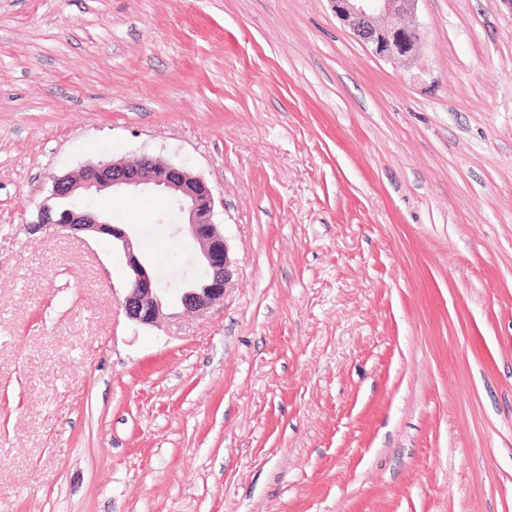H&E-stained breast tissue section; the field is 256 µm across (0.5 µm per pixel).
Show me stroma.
Masks as SVG:
<instances>
[{"mask_svg": "<svg viewBox=\"0 0 512 512\" xmlns=\"http://www.w3.org/2000/svg\"><path fill=\"white\" fill-rule=\"evenodd\" d=\"M0 0V512H512V8ZM147 153L211 188L223 302L129 320L108 237L29 223ZM88 206L187 259L154 195ZM336 16L380 57L411 63L421 41L417 25H382L383 16L414 15L418 0H328Z\"/></svg>", "mask_w": 512, "mask_h": 512, "instance_id": "stroma-1", "label": "stroma"}]
</instances>
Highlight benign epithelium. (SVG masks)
I'll return each instance as SVG.
<instances>
[{
  "instance_id": "benign-epithelium-1",
  "label": "benign epithelium",
  "mask_w": 512,
  "mask_h": 512,
  "mask_svg": "<svg viewBox=\"0 0 512 512\" xmlns=\"http://www.w3.org/2000/svg\"><path fill=\"white\" fill-rule=\"evenodd\" d=\"M329 2L336 16L378 56L404 63L415 59L421 41L419 27L382 25L379 19L390 15H412L418 0ZM104 190L158 191L170 195L182 216L178 232L190 237L199 247L196 262L201 276L184 283L178 294L180 304L187 311L203 313L224 301L232 277L228 246L214 221V195L202 178L181 166L162 164L148 155L123 161L100 160L84 166L74 176L53 178L48 199H67ZM54 211V206L46 202L39 205L37 220L30 224V230L36 232L55 224ZM59 228L111 238L112 243L122 250L129 270L127 293L122 302L126 316L140 325H159L165 293L160 288L150 258L135 251L136 225L115 224L108 214L78 206L66 211Z\"/></svg>"
}]
</instances>
